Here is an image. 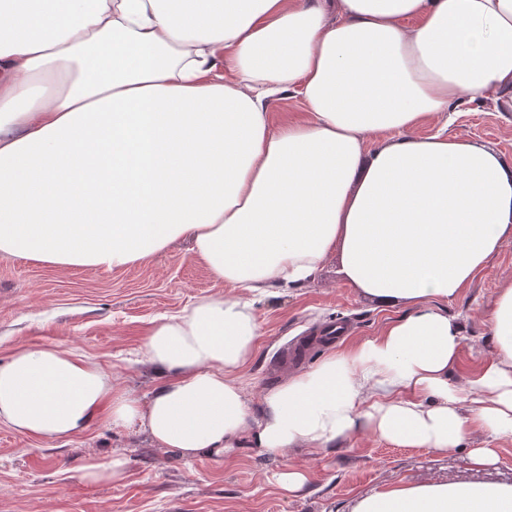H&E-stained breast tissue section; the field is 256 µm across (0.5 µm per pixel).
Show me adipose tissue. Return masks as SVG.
<instances>
[{"label": "adipose tissue", "mask_w": 512, "mask_h": 512, "mask_svg": "<svg viewBox=\"0 0 512 512\" xmlns=\"http://www.w3.org/2000/svg\"><path fill=\"white\" fill-rule=\"evenodd\" d=\"M302 120L272 127L271 98ZM512 112V0H0V254L114 270L184 234L232 294L156 320L137 396L55 344L0 362V425L55 442L105 417L191 461L324 449L358 432L446 454L512 438V284L496 358L448 384L456 297L512 240V159L423 123L466 102ZM407 307L253 399V297L330 257ZM352 512H512V483L384 486Z\"/></svg>", "instance_id": "adipose-tissue-1"}]
</instances>
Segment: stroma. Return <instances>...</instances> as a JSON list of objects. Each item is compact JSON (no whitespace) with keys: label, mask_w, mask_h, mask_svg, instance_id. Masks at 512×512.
Returning <instances> with one entry per match:
<instances>
[{"label":"stroma","mask_w":512,"mask_h":512,"mask_svg":"<svg viewBox=\"0 0 512 512\" xmlns=\"http://www.w3.org/2000/svg\"><path fill=\"white\" fill-rule=\"evenodd\" d=\"M443 132L494 144L512 157V112L493 102L462 104L450 119L419 127L422 135ZM328 259L313 279L298 288H280L255 304L261 336L245 377L253 393L275 387L309 370L329 353L378 336L404 308L380 309L337 273ZM512 283V241L445 303L462 321L467 336L449 384L467 388L495 356L487 317L500 288ZM227 289L195 256L189 238L174 241L161 255L114 271L59 269L0 255V362L15 347L54 343L111 369L117 386L143 395L159 383L135 352L152 321L174 315L196 299ZM331 324L350 326L348 336L315 339L299 353L298 337ZM498 446L500 461L481 472L468 469V449ZM120 456L121 479L89 484L80 467L91 457ZM304 466L310 481L295 497L283 496L274 475L283 466ZM481 479L512 482V440L491 441L473 430L464 447L439 455L425 448H400L362 432L325 450L293 448L272 457L237 448L217 457L185 462L155 447L142 433L95 420L79 436L38 441L0 426V512H351L360 497L386 485Z\"/></svg>","instance_id":"1"}]
</instances>
